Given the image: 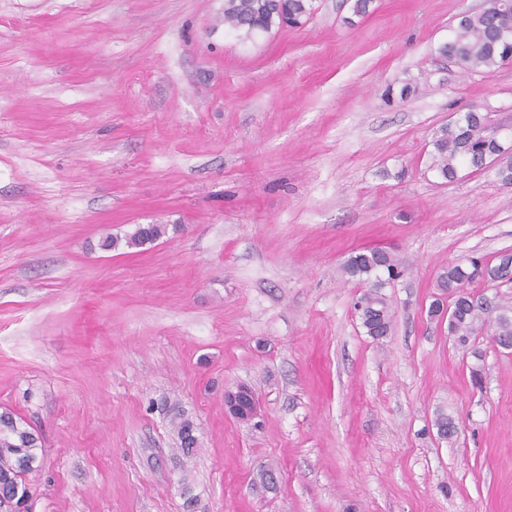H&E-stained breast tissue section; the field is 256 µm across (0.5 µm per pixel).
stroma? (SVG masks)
<instances>
[{
  "label": "stroma",
  "mask_w": 512,
  "mask_h": 512,
  "mask_svg": "<svg viewBox=\"0 0 512 512\" xmlns=\"http://www.w3.org/2000/svg\"><path fill=\"white\" fill-rule=\"evenodd\" d=\"M480 5L317 0L243 39L224 0H0V409L42 436L32 512L187 486L197 512H512V349L428 315L443 265L512 252V188L428 169L456 114L512 127V64L438 52ZM141 224L169 230L101 249ZM375 247L402 266L380 340L342 271ZM241 385L258 424L225 412ZM170 421L177 434L183 454L187 457L194 455L198 449L199 441L195 434L196 429L193 421L178 408H173Z\"/></svg>",
  "instance_id": "1"
}]
</instances>
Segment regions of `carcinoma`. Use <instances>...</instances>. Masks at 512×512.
I'll use <instances>...</instances> for the list:
<instances>
[{"instance_id": "cac0c4a2", "label": "carcinoma", "mask_w": 512, "mask_h": 512, "mask_svg": "<svg viewBox=\"0 0 512 512\" xmlns=\"http://www.w3.org/2000/svg\"><path fill=\"white\" fill-rule=\"evenodd\" d=\"M315 10V0H224V25L238 37L251 39L284 25L301 26ZM439 52L467 73L486 72L511 62L512 0H490L485 12L462 16L454 37L442 44ZM431 146L429 170L445 180L456 178L460 165L466 162L476 171L493 172L502 185L512 186V142L495 135L479 112L471 110L440 127ZM167 233L166 224L142 225L125 238V244L140 247ZM399 267L396 255L381 249L358 252L343 266L350 277L373 279L355 307L367 335L374 339L389 336L393 328L391 307L381 292L384 282L380 273L392 278L398 275ZM479 277L512 281V254H502L494 266L473 258L468 266L457 262L442 267L436 279L439 293L429 306V316L448 321V335L461 348L469 345L485 323L482 304L469 290ZM445 301L446 315L440 312ZM494 311V342L508 349L512 347V305L497 300ZM171 424L183 454L194 455L199 441L193 421L175 408ZM434 426L441 439L449 441L456 436V418L443 409L436 412ZM41 448L40 437L22 418L8 409L0 411V512H27L26 476L38 468Z\"/></svg>"}]
</instances>
